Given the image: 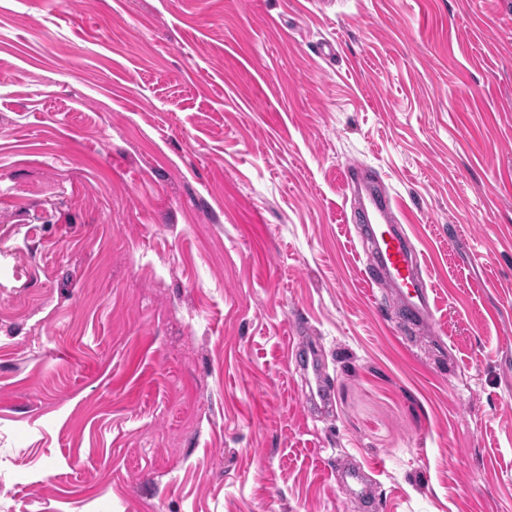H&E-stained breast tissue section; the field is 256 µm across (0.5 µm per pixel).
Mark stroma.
Here are the masks:
<instances>
[{"mask_svg":"<svg viewBox=\"0 0 512 512\" xmlns=\"http://www.w3.org/2000/svg\"><path fill=\"white\" fill-rule=\"evenodd\" d=\"M0 512H512V0H0ZM357 219L373 243L367 267L371 279L391 287L411 323L432 319L433 302L406 229L395 221L403 205L380 180L364 184V196L355 204ZM311 369L313 376V382L315 388L310 384L311 391L309 395V409L311 412L318 414L320 417H324L333 412L334 407V395L325 386L323 382L322 369L315 364L312 359L311 363L307 364V370Z\"/></svg>","mask_w":512,"mask_h":512,"instance_id":"obj_1","label":"stroma"}]
</instances>
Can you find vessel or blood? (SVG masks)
Wrapping results in <instances>:
<instances>
[{
    "label": "vessel or blood",
    "instance_id": "1",
    "mask_svg": "<svg viewBox=\"0 0 512 512\" xmlns=\"http://www.w3.org/2000/svg\"><path fill=\"white\" fill-rule=\"evenodd\" d=\"M402 209L401 201L379 180L365 183L364 195L355 205L357 218L373 243L367 260L372 280L391 287L408 321L425 324L432 318L433 304L410 236L395 222L396 213ZM311 373L314 386L309 395V409L324 417L333 410L334 396L323 382L321 368L312 366Z\"/></svg>",
    "mask_w": 512,
    "mask_h": 512
}]
</instances>
